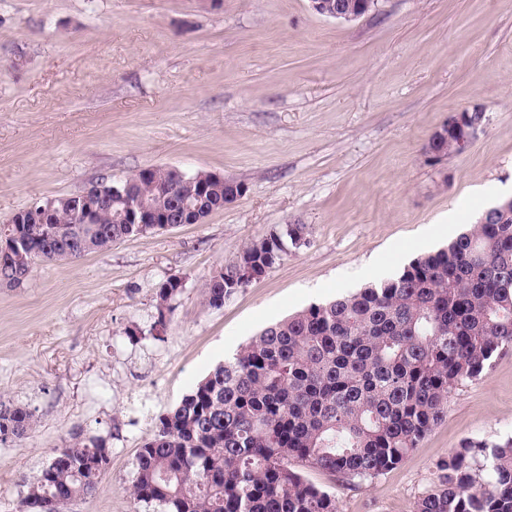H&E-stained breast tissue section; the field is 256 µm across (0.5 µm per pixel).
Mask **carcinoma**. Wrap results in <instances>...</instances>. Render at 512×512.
<instances>
[{
    "label": "carcinoma",
    "mask_w": 512,
    "mask_h": 512,
    "mask_svg": "<svg viewBox=\"0 0 512 512\" xmlns=\"http://www.w3.org/2000/svg\"><path fill=\"white\" fill-rule=\"evenodd\" d=\"M210 174L151 167L102 180L100 205L85 217L78 195L40 201L0 225V286H20L39 262L106 250L154 224H120L124 201L112 187L200 224L232 199ZM306 244V225L283 224L251 242L238 261L204 285L211 307L263 276L289 248ZM183 288L176 275L156 292L161 335ZM512 347V217L480 215L448 247L416 255L397 275L308 308L264 328L158 417L136 455L128 487L157 512H339L336 496L308 482L297 465L344 481L374 478L402 464L448 415L457 386L477 379ZM32 414L0 399V444L32 429ZM491 448V477L473 473ZM110 459L104 440L58 449L29 484L17 512H69L91 497ZM438 483L415 512H512V438L468 439L438 466Z\"/></svg>",
    "instance_id": "cac0c4a2"
}]
</instances>
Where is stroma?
<instances>
[{"label": "stroma", "instance_id": "35a3bbf8", "mask_svg": "<svg viewBox=\"0 0 512 512\" xmlns=\"http://www.w3.org/2000/svg\"><path fill=\"white\" fill-rule=\"evenodd\" d=\"M479 104L461 155L431 134ZM166 166L241 183L201 224L36 264L0 288V397L35 427L0 445V512L56 449L112 450L71 512H144L125 491L138 448L217 364L265 327L395 276L512 196V0H377L351 23L309 0H0V224L33 202ZM308 243L224 305L202 287L282 224ZM184 286L163 340L156 291ZM512 436V350L458 386L395 469L343 482L305 467L339 512H414L465 439ZM458 112V113H457ZM466 112L468 116H473L474 120L471 125H467L463 122L460 115L461 113ZM481 115L480 119H476L475 115ZM453 120L449 125L442 128V125L434 131L431 137H440L443 136L445 138L439 139H431L432 144L431 147L438 151L441 155L453 154V146L452 142L448 139V129L452 128L456 123L459 124V127L455 131L456 137L452 140L455 144L456 152L455 154L460 155L465 153L469 147L474 143V141L480 136L481 133L484 132L486 121H485V109L480 105H472L468 107L461 108L453 113ZM445 129V130H443ZM447 129V131H446Z\"/></svg>", "mask_w": 512, "mask_h": 512}]
</instances>
